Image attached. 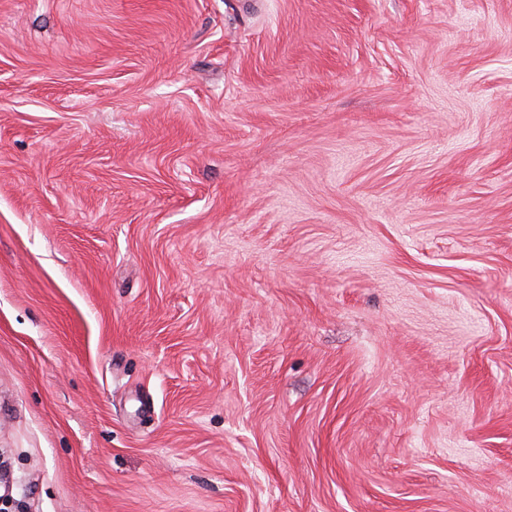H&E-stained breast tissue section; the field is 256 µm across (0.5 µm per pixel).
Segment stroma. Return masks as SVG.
Listing matches in <instances>:
<instances>
[{
  "instance_id": "obj_1",
  "label": "stroma",
  "mask_w": 512,
  "mask_h": 512,
  "mask_svg": "<svg viewBox=\"0 0 512 512\" xmlns=\"http://www.w3.org/2000/svg\"><path fill=\"white\" fill-rule=\"evenodd\" d=\"M0 512H512V0H0Z\"/></svg>"
}]
</instances>
